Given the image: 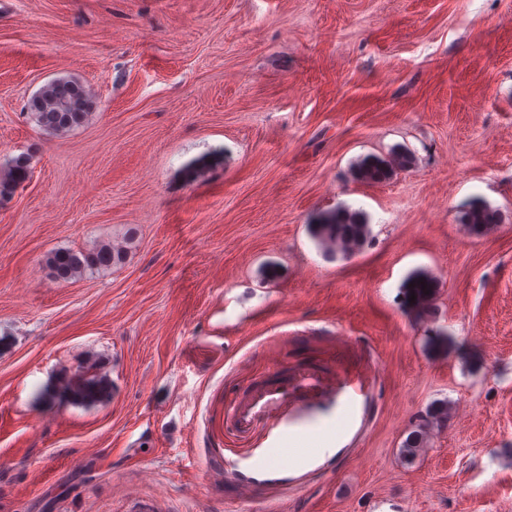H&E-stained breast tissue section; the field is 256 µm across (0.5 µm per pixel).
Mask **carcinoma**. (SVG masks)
Masks as SVG:
<instances>
[{"instance_id": "cac0c4a2", "label": "carcinoma", "mask_w": 512, "mask_h": 512, "mask_svg": "<svg viewBox=\"0 0 512 512\" xmlns=\"http://www.w3.org/2000/svg\"><path fill=\"white\" fill-rule=\"evenodd\" d=\"M93 101L87 90L73 79H57L44 85L29 101L32 120L51 134H63L85 124ZM414 163L413 156L395 149L386 157L368 155L352 168L355 180L364 183H381ZM28 157L13 158L8 167L0 172V199L10 197L29 176ZM462 223L474 234H486L499 224L498 213L484 203H474L463 213ZM310 237L327 253H339L351 258L361 252L371 238V224L360 211L339 207L325 213L316 224L308 225ZM136 235V229L127 228L122 240L103 242L89 250L57 249L49 252L45 266L52 276L68 281L87 272L120 267L127 258L126 243ZM437 286L436 278L427 270L416 269L404 280L405 298L416 296L410 305L417 309L418 317L428 312L430 292ZM452 408L448 402L435 403L425 413L422 423L409 432L403 442L401 454L413 459L427 444L430 432L448 426Z\"/></svg>"}]
</instances>
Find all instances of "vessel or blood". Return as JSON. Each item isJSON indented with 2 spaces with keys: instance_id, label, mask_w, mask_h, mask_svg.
Here are the masks:
<instances>
[{
  "instance_id": "obj_1",
  "label": "vessel or blood",
  "mask_w": 512,
  "mask_h": 512,
  "mask_svg": "<svg viewBox=\"0 0 512 512\" xmlns=\"http://www.w3.org/2000/svg\"><path fill=\"white\" fill-rule=\"evenodd\" d=\"M345 389L344 398H337L324 369L309 365L235 390L224 404V434L233 442L224 451V465L234 475L238 495L286 485L289 473L327 458L329 449L307 448L303 442L323 437L352 416L365 393L354 382Z\"/></svg>"
}]
</instances>
